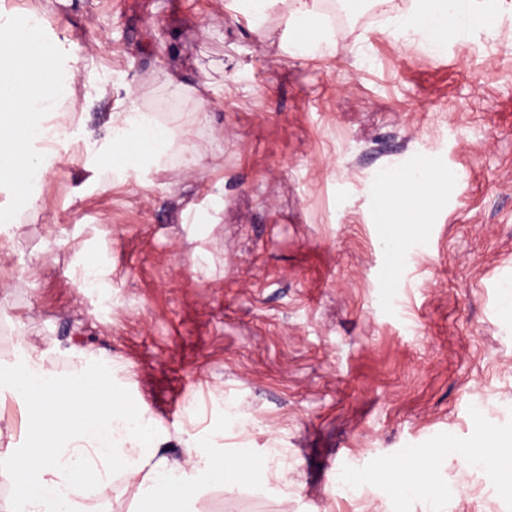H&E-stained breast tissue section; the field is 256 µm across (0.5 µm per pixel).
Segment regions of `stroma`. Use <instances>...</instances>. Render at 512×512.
<instances>
[{
	"instance_id": "obj_1",
	"label": "stroma",
	"mask_w": 512,
	"mask_h": 512,
	"mask_svg": "<svg viewBox=\"0 0 512 512\" xmlns=\"http://www.w3.org/2000/svg\"><path fill=\"white\" fill-rule=\"evenodd\" d=\"M409 5L346 0L341 53L302 58L281 11L261 40L236 0H0L78 68V147L0 224V367L32 348L67 374L94 354L161 427L228 458L280 449L300 475L285 496L232 470L187 512H423L383 470L432 446L445 512H512L466 456L481 430L512 434V16L434 54L381 22ZM118 105L176 122L206 171L181 151L113 171L99 147ZM412 159L461 178L412 211L396 254L373 185ZM0 417L28 447L6 378Z\"/></svg>"
}]
</instances>
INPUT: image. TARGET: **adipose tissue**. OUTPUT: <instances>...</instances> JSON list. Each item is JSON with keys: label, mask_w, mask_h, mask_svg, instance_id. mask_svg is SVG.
I'll return each instance as SVG.
<instances>
[{"label": "adipose tissue", "mask_w": 512, "mask_h": 512, "mask_svg": "<svg viewBox=\"0 0 512 512\" xmlns=\"http://www.w3.org/2000/svg\"><path fill=\"white\" fill-rule=\"evenodd\" d=\"M264 10L278 7L288 13V40L299 54H339L334 35L324 27L322 0H260ZM512 16V0H412L408 13L395 20L396 37L440 47L473 29L494 30L500 18ZM109 158L113 170H122L128 156L160 158L171 146L174 130L131 110L112 111ZM435 168L394 176L379 189L386 217L385 243L399 249L395 232L399 218L392 205L408 187L438 180ZM14 389L25 398L32 424L28 448L9 455L0 466V478L14 494L0 503V512H106L107 492L116 478L132 503L130 512H179L182 501L224 486V462L200 450L194 435L181 430L177 438L183 457L162 452L158 424L146 409L124 407L108 385V375L79 358L72 373L60 376L43 367L39 356H28L11 375ZM128 417L142 421L138 433L118 434ZM277 449L255 456L243 448L233 465L259 468L265 482L297 486L286 464L277 462Z\"/></svg>", "instance_id": "1"}]
</instances>
